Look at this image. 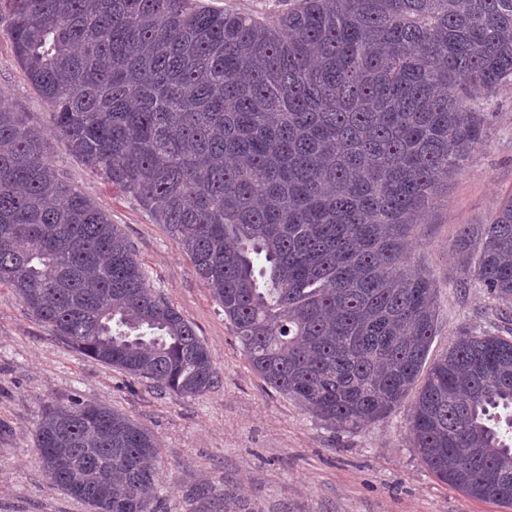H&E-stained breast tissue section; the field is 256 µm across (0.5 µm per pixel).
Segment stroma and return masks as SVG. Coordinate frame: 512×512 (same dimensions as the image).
Returning a JSON list of instances; mask_svg holds the SVG:
<instances>
[{"label":"stroma","instance_id":"obj_1","mask_svg":"<svg viewBox=\"0 0 512 512\" xmlns=\"http://www.w3.org/2000/svg\"><path fill=\"white\" fill-rule=\"evenodd\" d=\"M0 21V99L47 127L46 104L27 83ZM485 144L448 180L421 225L411 260L439 290L430 358L465 328L512 334V312L481 288L463 290L451 244L461 225L486 224L512 198V85L489 101ZM67 181L108 211L150 284L191 323L221 375L217 387L179 397L87 359L0 288V512H90L42 470L32 436L43 413L96 402L158 440L156 512H512L439 481L412 448L408 394L387 418L358 429L328 426L270 386L249 364L234 326L164 225L47 138Z\"/></svg>","mask_w":512,"mask_h":512}]
</instances>
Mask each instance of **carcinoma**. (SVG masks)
<instances>
[{
  "instance_id": "1",
  "label": "carcinoma",
  "mask_w": 512,
  "mask_h": 512,
  "mask_svg": "<svg viewBox=\"0 0 512 512\" xmlns=\"http://www.w3.org/2000/svg\"><path fill=\"white\" fill-rule=\"evenodd\" d=\"M50 132L163 224L263 380L338 427L419 379L413 447L440 481L512 506V336L426 363L437 286L406 243L512 84V0H299L275 20L194 0H8ZM457 287L512 307V198L464 224ZM71 348L179 396L221 376L110 215L0 104V287ZM42 470L91 512H154L159 444L109 407L48 409Z\"/></svg>"
}]
</instances>
